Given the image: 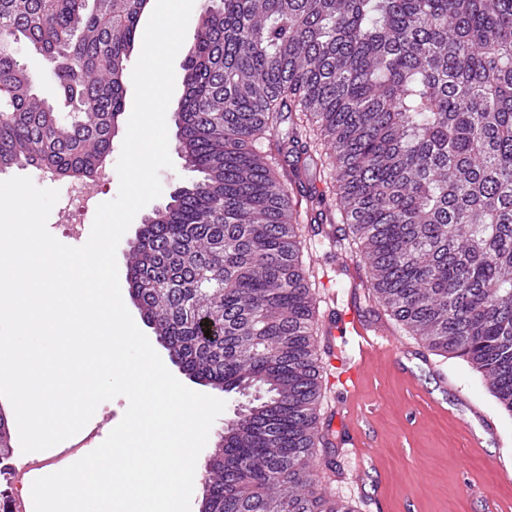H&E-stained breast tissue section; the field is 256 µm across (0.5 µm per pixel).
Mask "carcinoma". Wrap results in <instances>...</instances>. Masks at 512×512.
I'll return each instance as SVG.
<instances>
[{"label":"carcinoma","mask_w":512,"mask_h":512,"mask_svg":"<svg viewBox=\"0 0 512 512\" xmlns=\"http://www.w3.org/2000/svg\"><path fill=\"white\" fill-rule=\"evenodd\" d=\"M145 5L0 0V171L99 169ZM182 86L176 150L199 178L144 219L127 261L184 374L260 393L210 456L205 512H356L318 491L331 460L304 224L340 225L369 302L512 414V0H204ZM16 56L20 64L26 68L38 82V88L45 97L52 94V85L49 78L50 65L41 55L34 52L27 43L16 46Z\"/></svg>","instance_id":"cac0c4a2"}]
</instances>
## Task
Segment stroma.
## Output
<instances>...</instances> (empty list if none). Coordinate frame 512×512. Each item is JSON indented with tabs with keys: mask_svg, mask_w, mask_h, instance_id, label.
I'll use <instances>...</instances> for the list:
<instances>
[{
	"mask_svg": "<svg viewBox=\"0 0 512 512\" xmlns=\"http://www.w3.org/2000/svg\"><path fill=\"white\" fill-rule=\"evenodd\" d=\"M306 265L321 314L344 311L348 298L366 309L368 261L358 250H335L312 225L302 229ZM387 329L392 351L378 355L353 397L342 390L352 340L343 328L319 333L324 361L320 421L333 442L332 466L321 486L358 512H482V495L512 507V416L501 410L481 375L459 358L429 351L385 312L371 314ZM434 396L443 405L426 402ZM494 424L484 432L483 420ZM353 432L359 447L343 444ZM482 447H471L474 437Z\"/></svg>",
	"mask_w": 512,
	"mask_h": 512,
	"instance_id": "stroma-1",
	"label": "stroma"
}]
</instances>
